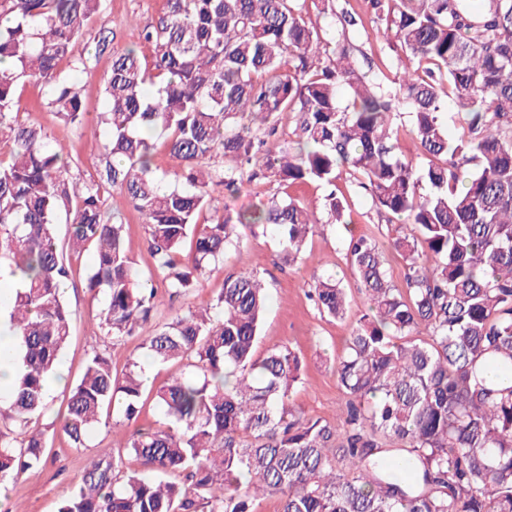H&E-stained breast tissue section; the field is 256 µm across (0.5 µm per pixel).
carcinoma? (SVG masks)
<instances>
[{"label": "carcinoma", "instance_id": "cac0c4a2", "mask_svg": "<svg viewBox=\"0 0 512 512\" xmlns=\"http://www.w3.org/2000/svg\"><path fill=\"white\" fill-rule=\"evenodd\" d=\"M367 3L415 64L395 87L362 71L347 37L364 26L356 12L341 9L336 40L324 42L306 0H166L163 17L134 34L152 47L151 65L133 47L112 53L97 121L109 129L107 160L72 192L70 157L22 119L18 88H47L49 107L85 125L59 66H85L73 51L101 0H0V261L21 275L8 307L21 370L0 407V485L44 459L45 431L30 423L48 408L46 380L71 332V266L54 232L64 210L72 252L94 249L86 288L106 296L101 336L115 346L138 334L143 358L178 372L154 393L165 422L144 428L138 362L118 375L106 353L89 358L48 428L84 448L110 406L139 469L120 455L91 459L58 512H257L266 493L280 512H512V0ZM399 105L423 150L418 169L398 151ZM283 112L299 119L282 142ZM154 132L185 183L153 175ZM217 152L224 166L211 170ZM344 173L412 229L391 244L405 262L404 295L372 237L343 242L368 308L334 360L347 401L329 422L293 402L302 360L292 347L255 355L267 306L256 273L231 274L217 298L152 324L157 286L140 277L106 201L118 189L140 215L174 299L216 268L242 228H275L297 258L316 218L286 189L331 187L326 206L339 222ZM256 179L282 195L199 223L213 209L210 183L238 192ZM308 296L323 317L346 313L333 275Z\"/></svg>", "mask_w": 512, "mask_h": 512}]
</instances>
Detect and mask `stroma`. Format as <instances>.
Returning a JSON list of instances; mask_svg holds the SVG:
<instances>
[{"mask_svg": "<svg viewBox=\"0 0 512 512\" xmlns=\"http://www.w3.org/2000/svg\"><path fill=\"white\" fill-rule=\"evenodd\" d=\"M165 10V0H102L100 13L89 22L86 31L74 49L75 56L86 62L85 70L73 72L62 67L61 74L75 82L86 104L87 124L78 128L63 123L56 114L39 104L46 98V89L27 84L19 89L25 119L42 125L53 142L62 144L72 160L71 174L82 180L94 173L105 161L106 130L97 129V116L104 109V87L110 72L112 53L126 49L132 42V25L156 23ZM352 43L368 58L374 70L394 77L397 54L382 37L379 27L366 23L365 27L350 30ZM108 40L110 50L99 53L98 43ZM337 191L347 193L350 211L346 223H330L325 209L326 188L315 182L296 183L289 187L292 198L307 204L314 212L317 227L309 236L297 260H289L282 251L274 231H242L239 246L231 249L223 264L208 273L194 288L176 300H169L165 291L157 293L155 320L165 322L176 313L215 299L224 287L227 275L240 270L256 271L268 293V308L262 324L258 352L282 344L299 350L304 365V381L293 394L295 406L306 417L332 419L346 402L336 382L333 356L340 352L350 336L357 318L367 310L363 288L352 275L345 256L343 239L349 233L373 237L380 247L389 248L399 235L410 232V225L378 213L369 194L362 189L349 188L347 180L336 182ZM277 184H252L232 194L223 186L208 188L212 203L218 209L243 211L278 193ZM109 215L127 226V244L131 258L140 274L156 277L153 260L145 245V231L139 215L120 190H113L107 201ZM72 277L66 289V300L72 313L69 342L63 352V367L67 382L49 392L53 410H61L68 397L67 385L78 380L91 355L106 350L114 370H124L133 355L139 352L138 338H130L115 346H104L93 329L103 306L102 296L90 293L86 279L94 263L92 250L69 256ZM332 274L340 279L349 303L343 318L326 319L320 316L307 297L315 279ZM118 449L113 441L111 426L102 424L90 435L86 447H70L61 435L51 436L45 450V462L24 472L17 481L8 484L0 493V507L6 512H57L63 498L69 495L74 480L88 457L99 454L115 455Z\"/></svg>", "mask_w": 512, "mask_h": 512, "instance_id": "1", "label": "stroma"}]
</instances>
